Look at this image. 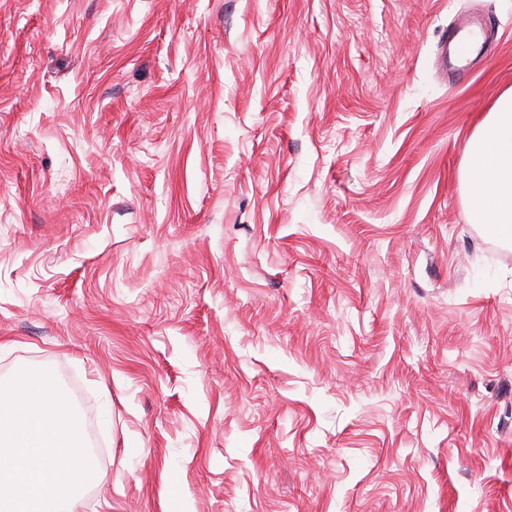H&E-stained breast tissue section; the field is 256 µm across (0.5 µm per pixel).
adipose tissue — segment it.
<instances>
[{
  "label": "adipose tissue",
  "mask_w": 512,
  "mask_h": 512,
  "mask_svg": "<svg viewBox=\"0 0 512 512\" xmlns=\"http://www.w3.org/2000/svg\"><path fill=\"white\" fill-rule=\"evenodd\" d=\"M461 181L470 223L512 241V89L498 96L464 147Z\"/></svg>",
  "instance_id": "obj_1"
}]
</instances>
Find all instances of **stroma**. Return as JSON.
Masks as SVG:
<instances>
[{"mask_svg": "<svg viewBox=\"0 0 512 512\" xmlns=\"http://www.w3.org/2000/svg\"><path fill=\"white\" fill-rule=\"evenodd\" d=\"M511 88L512 0H0V381L102 440L75 512H512V245L461 182ZM478 29L479 31L473 29L465 30L455 25L448 26V31L444 35V55L446 64H448V53L449 58L452 54L456 61L462 62L469 55L475 43L480 41L486 43V28L481 26Z\"/></svg>", "mask_w": 512, "mask_h": 512, "instance_id": "1", "label": "stroma"}]
</instances>
